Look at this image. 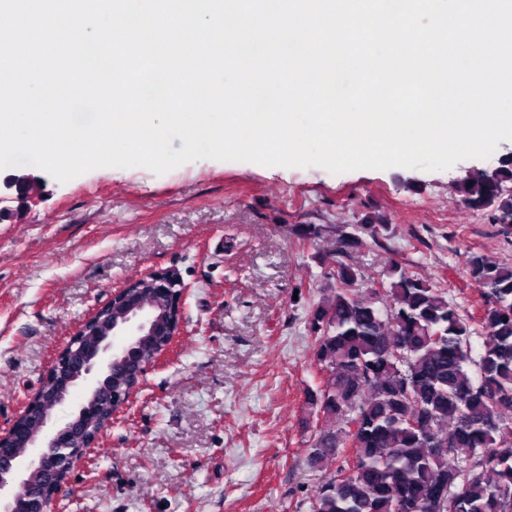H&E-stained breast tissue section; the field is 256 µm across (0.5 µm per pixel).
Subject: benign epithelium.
Returning <instances> with one entry per match:
<instances>
[{
  "mask_svg": "<svg viewBox=\"0 0 512 512\" xmlns=\"http://www.w3.org/2000/svg\"><path fill=\"white\" fill-rule=\"evenodd\" d=\"M143 281L162 298L179 304L185 300L186 287L176 272L150 273ZM141 299L142 294L128 285L117 289L92 313L91 338H85L80 329L65 343L44 376L55 388H40L23 411L36 417L38 436L29 432L20 417L0 433V512H47L70 473L89 459L95 447L97 438L91 436L89 424L94 405H108L114 417L124 412L136 394L134 388L123 389L124 376L144 375L173 348L182 320L144 309ZM147 337L158 340V351L150 360L141 352ZM78 385L90 401L73 408L60 424L52 411L67 406L63 390ZM19 444L29 453H16Z\"/></svg>",
  "mask_w": 512,
  "mask_h": 512,
  "instance_id": "benign-epithelium-1",
  "label": "benign epithelium"
}]
</instances>
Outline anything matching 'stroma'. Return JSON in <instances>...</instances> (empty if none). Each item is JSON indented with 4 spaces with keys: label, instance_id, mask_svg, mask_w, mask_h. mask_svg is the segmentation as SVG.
I'll list each match as a JSON object with an SVG mask.
<instances>
[{
    "label": "stroma",
    "instance_id": "1",
    "mask_svg": "<svg viewBox=\"0 0 512 512\" xmlns=\"http://www.w3.org/2000/svg\"><path fill=\"white\" fill-rule=\"evenodd\" d=\"M510 152L502 141L446 170L339 174L201 159L65 183L28 167L35 188L0 201V431L116 288L169 269L188 288L175 352L147 373L52 512H311L335 466L308 458L305 390L318 371L305 321L334 286L337 228L383 216L391 233L349 259L365 281L394 261L479 313L466 260L512 263V239L452 182ZM307 224L316 240L300 236Z\"/></svg>",
    "mask_w": 512,
    "mask_h": 512
}]
</instances>
